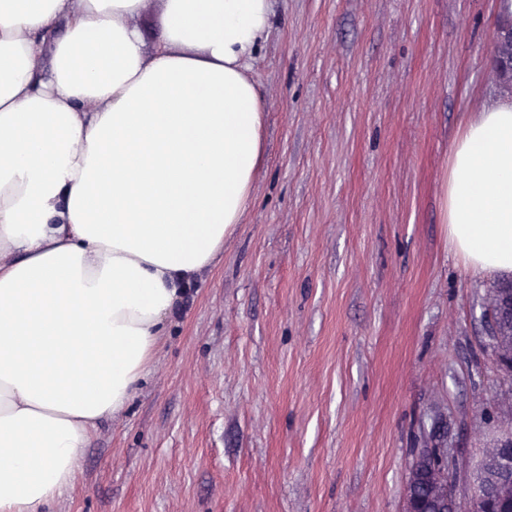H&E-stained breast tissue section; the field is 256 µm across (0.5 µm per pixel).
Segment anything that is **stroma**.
<instances>
[{"mask_svg": "<svg viewBox=\"0 0 512 512\" xmlns=\"http://www.w3.org/2000/svg\"><path fill=\"white\" fill-rule=\"evenodd\" d=\"M265 158L242 224L49 512H402L423 427L512 426L493 279L441 222L451 148L500 92L496 0H271ZM483 325L484 336L487 338L485 345L489 357L496 366H504L506 362H508V360L510 359V356L512 358V343L511 352L506 353V344L502 343V337L498 334V328L496 325H494L490 313L489 317L483 321Z\"/></svg>", "mask_w": 512, "mask_h": 512, "instance_id": "obj_1", "label": "stroma"}]
</instances>
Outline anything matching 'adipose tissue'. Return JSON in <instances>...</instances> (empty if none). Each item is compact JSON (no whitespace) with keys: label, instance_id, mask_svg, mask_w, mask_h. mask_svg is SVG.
<instances>
[{"label":"adipose tissue","instance_id":"ef3b65f1","mask_svg":"<svg viewBox=\"0 0 512 512\" xmlns=\"http://www.w3.org/2000/svg\"><path fill=\"white\" fill-rule=\"evenodd\" d=\"M0 0V512H43L247 211L269 0ZM442 222L512 277V94L455 140ZM162 0H146L145 8L136 19V25L141 33L146 48H151L160 39L162 25Z\"/></svg>","mask_w":512,"mask_h":512}]
</instances>
